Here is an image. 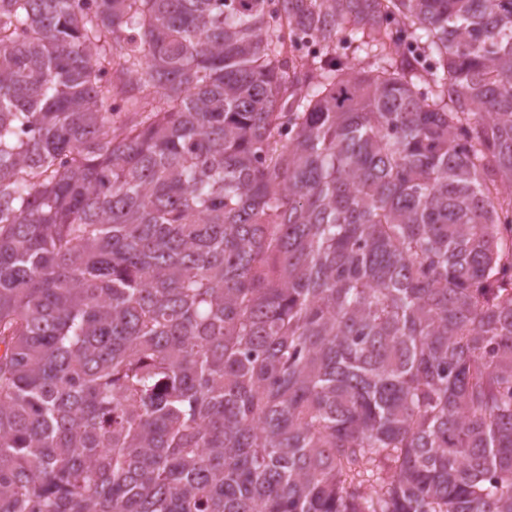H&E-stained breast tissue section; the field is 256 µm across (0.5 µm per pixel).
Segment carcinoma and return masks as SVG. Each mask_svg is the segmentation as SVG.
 Here are the masks:
<instances>
[{
  "instance_id": "obj_1",
  "label": "carcinoma",
  "mask_w": 512,
  "mask_h": 512,
  "mask_svg": "<svg viewBox=\"0 0 512 512\" xmlns=\"http://www.w3.org/2000/svg\"><path fill=\"white\" fill-rule=\"evenodd\" d=\"M502 185L512 0H0V512H512Z\"/></svg>"
}]
</instances>
